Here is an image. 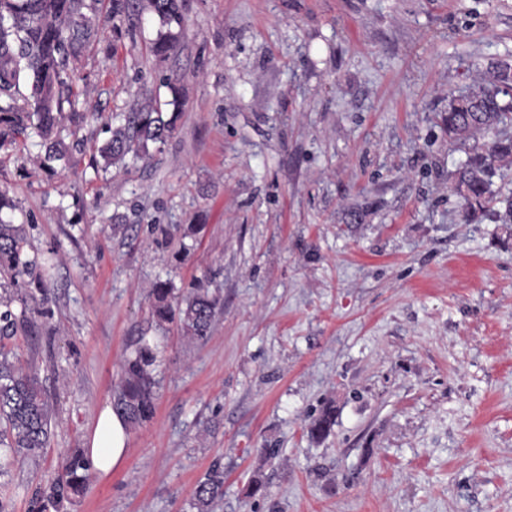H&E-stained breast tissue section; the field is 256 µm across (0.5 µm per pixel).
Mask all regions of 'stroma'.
<instances>
[{
    "mask_svg": "<svg viewBox=\"0 0 512 512\" xmlns=\"http://www.w3.org/2000/svg\"><path fill=\"white\" fill-rule=\"evenodd\" d=\"M158 27L99 33L70 166L0 152L45 285L11 289L37 314L9 345L56 408L37 460L0 459V507L38 512L146 337L155 413L68 512H195L216 464L211 512H512V224L464 221L450 173L471 145L441 121L512 59V0H186L162 61ZM166 76L175 131L96 170L102 119L170 100ZM160 279L218 295L206 340L156 322ZM224 496V470L213 466L194 491L193 507L197 512H210L212 505Z\"/></svg>",
    "mask_w": 512,
    "mask_h": 512,
    "instance_id": "35a3bbf8",
    "label": "stroma"
}]
</instances>
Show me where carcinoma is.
Segmentation results:
<instances>
[{
  "mask_svg": "<svg viewBox=\"0 0 512 512\" xmlns=\"http://www.w3.org/2000/svg\"><path fill=\"white\" fill-rule=\"evenodd\" d=\"M183 0H0V149L17 144V137L30 132L40 138L35 162L42 169L52 163H68L70 154L60 133L65 124L77 127L85 119L79 111L75 81L86 55L94 50L99 31L112 29L134 40L144 16L158 19L162 30L150 47L164 60L180 50ZM172 94L170 116H164L154 98L137 103L127 112L112 114L104 124L109 138L99 149L104 167H122L127 159H139L149 145L165 143L180 115L178 88L164 79ZM512 62L500 60L487 69L484 83L448 96L444 123L448 141H473L467 159L452 174V190L459 198L464 217L474 221L491 204H500L499 219L512 224V194L501 195L494 178L500 169L512 166ZM14 200L0 190V276L15 287L42 288L33 277L35 261L29 259L26 225L6 216ZM154 313L161 321L178 316L183 336L202 340L211 331L218 298L207 288H197L172 307L174 287L159 280L151 289ZM12 299L0 297V339L33 323L36 309L22 307L14 314ZM158 346L138 343L125 359L123 376L113 391L112 409L130 427L149 420L155 410L156 380L152 366ZM54 423L53 405L36 373L22 366L17 355L0 347V447L13 457L36 459L47 447ZM335 423V413L324 409L307 428L313 439L326 436ZM90 478V465L83 450L76 448L64 460L62 474L43 493V510L59 512L63 501L79 495ZM224 496V470L212 467L194 491L197 512H211Z\"/></svg>",
  "mask_w": 512,
  "mask_h": 512,
  "instance_id": "cac0c4a2",
  "label": "carcinoma"
}]
</instances>
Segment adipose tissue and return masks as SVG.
Here are the masks:
<instances>
[{
  "mask_svg": "<svg viewBox=\"0 0 512 512\" xmlns=\"http://www.w3.org/2000/svg\"><path fill=\"white\" fill-rule=\"evenodd\" d=\"M127 440L125 421L111 407L102 408L87 437L86 448V455L99 476H109L124 465L128 452Z\"/></svg>",
  "mask_w": 512,
  "mask_h": 512,
  "instance_id": "ef3b65f1",
  "label": "adipose tissue"
}]
</instances>
